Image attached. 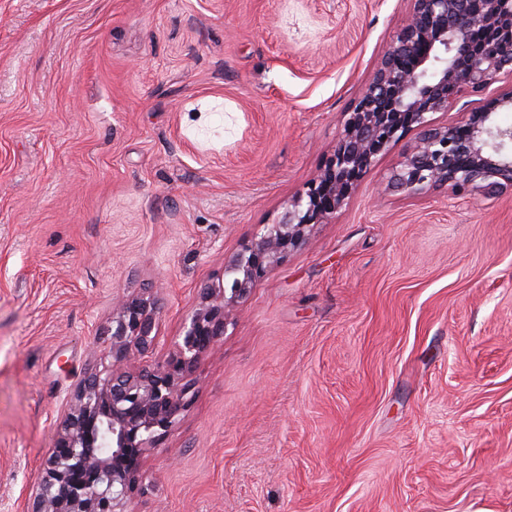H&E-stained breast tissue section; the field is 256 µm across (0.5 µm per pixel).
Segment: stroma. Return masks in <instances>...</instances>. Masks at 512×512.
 <instances>
[{
	"instance_id": "stroma-1",
	"label": "stroma",
	"mask_w": 512,
	"mask_h": 512,
	"mask_svg": "<svg viewBox=\"0 0 512 512\" xmlns=\"http://www.w3.org/2000/svg\"><path fill=\"white\" fill-rule=\"evenodd\" d=\"M410 0H0V512L118 297L164 358L332 155ZM272 265L126 512H512V192L387 181Z\"/></svg>"
}]
</instances>
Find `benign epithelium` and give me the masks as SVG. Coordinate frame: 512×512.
<instances>
[{
	"label": "benign epithelium",
	"instance_id": "1",
	"mask_svg": "<svg viewBox=\"0 0 512 512\" xmlns=\"http://www.w3.org/2000/svg\"><path fill=\"white\" fill-rule=\"evenodd\" d=\"M380 65L349 112L325 167L277 221L224 260L218 284L202 290L172 351L152 359L160 307L151 297L122 299L99 333L111 362L87 375L58 412L51 450L39 467L28 512H125L139 490L144 454L170 432L185 404L187 378L224 336L229 309L267 268L300 248L317 224L349 198V188L376 156L414 129L389 184L406 197L449 185L493 196L512 188V85L463 120L434 125L433 114L463 96L484 94L512 75V41L476 49L472 32L512 23V0H411Z\"/></svg>",
	"mask_w": 512,
	"mask_h": 512
}]
</instances>
